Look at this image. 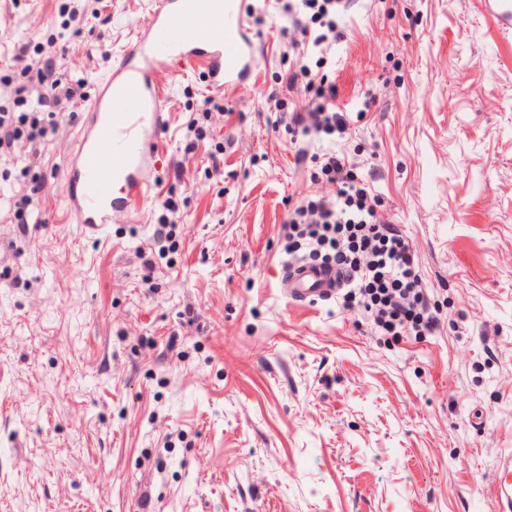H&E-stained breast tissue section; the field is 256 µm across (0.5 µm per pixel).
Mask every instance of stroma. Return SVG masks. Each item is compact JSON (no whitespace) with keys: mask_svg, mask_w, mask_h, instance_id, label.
Returning a JSON list of instances; mask_svg holds the SVG:
<instances>
[{"mask_svg":"<svg viewBox=\"0 0 512 512\" xmlns=\"http://www.w3.org/2000/svg\"><path fill=\"white\" fill-rule=\"evenodd\" d=\"M152 6L0 0V70L53 37L94 93ZM248 20L258 60L242 82L211 94L198 67L165 82L153 197L101 235L63 215L75 113L38 152L0 157V512H497L512 28L484 0H351L320 68L351 119L339 145L439 319L394 338L335 300L289 297V209L336 188L298 161L274 106L296 66L287 16L266 0ZM34 181L18 223L13 197ZM169 196L176 227L158 243Z\"/></svg>","mask_w":512,"mask_h":512,"instance_id":"1","label":"stroma"}]
</instances>
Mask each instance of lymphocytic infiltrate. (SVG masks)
Masks as SVG:
<instances>
[{
	"instance_id": "1",
	"label": "lymphocytic infiltrate",
	"mask_w": 512,
	"mask_h": 512,
	"mask_svg": "<svg viewBox=\"0 0 512 512\" xmlns=\"http://www.w3.org/2000/svg\"><path fill=\"white\" fill-rule=\"evenodd\" d=\"M302 36V54L321 56L330 51V33L345 10V0H285ZM26 81L18 87L17 111L0 113V155L15 153L21 144L36 146L55 132L56 112L85 100L84 83L71 79L55 55L39 50L24 69ZM292 93L318 98L316 108H293L288 128L292 136L318 134L328 146L316 153L299 148L300 158L318 163L320 173L335 185V197L312 195L294 207L285 226V252L289 259L318 262L343 276L336 303L342 308L361 304L384 333L401 336L432 332V315L406 239L383 215L368 190L357 184L347 155L335 147L346 134L350 119L336 106L333 86L315 82L308 66L288 77Z\"/></svg>"
}]
</instances>
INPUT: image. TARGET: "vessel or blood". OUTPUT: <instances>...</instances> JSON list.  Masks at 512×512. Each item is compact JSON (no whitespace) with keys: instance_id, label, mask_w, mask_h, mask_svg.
<instances>
[{"instance_id":"obj_1","label":"vessel or blood","mask_w":512,"mask_h":512,"mask_svg":"<svg viewBox=\"0 0 512 512\" xmlns=\"http://www.w3.org/2000/svg\"><path fill=\"white\" fill-rule=\"evenodd\" d=\"M256 60L243 0H156L135 40L114 61L67 155L63 197L67 214L98 234L114 213L151 198L149 169L167 127L160 62L173 69L205 68L209 89L236 85ZM283 276L298 301L333 295L335 272L291 263ZM495 489L499 512H512V454L501 462Z\"/></svg>"}]
</instances>
